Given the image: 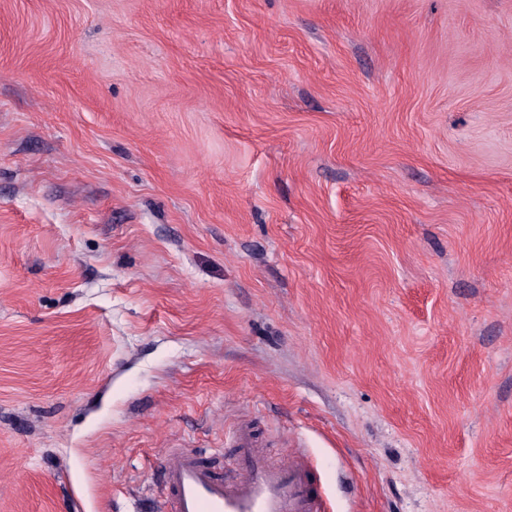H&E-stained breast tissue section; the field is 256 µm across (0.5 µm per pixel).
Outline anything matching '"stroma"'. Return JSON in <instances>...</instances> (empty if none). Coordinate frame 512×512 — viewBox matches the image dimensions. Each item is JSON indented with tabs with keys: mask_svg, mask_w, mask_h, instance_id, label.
Returning <instances> with one entry per match:
<instances>
[{
	"mask_svg": "<svg viewBox=\"0 0 512 512\" xmlns=\"http://www.w3.org/2000/svg\"><path fill=\"white\" fill-rule=\"evenodd\" d=\"M243 422L326 512H512V0H0V512Z\"/></svg>",
	"mask_w": 512,
	"mask_h": 512,
	"instance_id": "35a3bbf8",
	"label": "stroma"
}]
</instances>
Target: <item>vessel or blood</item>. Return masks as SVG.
Listing matches in <instances>:
<instances>
[{
  "mask_svg": "<svg viewBox=\"0 0 512 512\" xmlns=\"http://www.w3.org/2000/svg\"><path fill=\"white\" fill-rule=\"evenodd\" d=\"M236 474L217 475L195 453L175 451L161 468L160 512H325L304 452L271 463L250 429L234 437Z\"/></svg>",
  "mask_w": 512,
  "mask_h": 512,
  "instance_id": "1",
  "label": "vessel or blood"
}]
</instances>
